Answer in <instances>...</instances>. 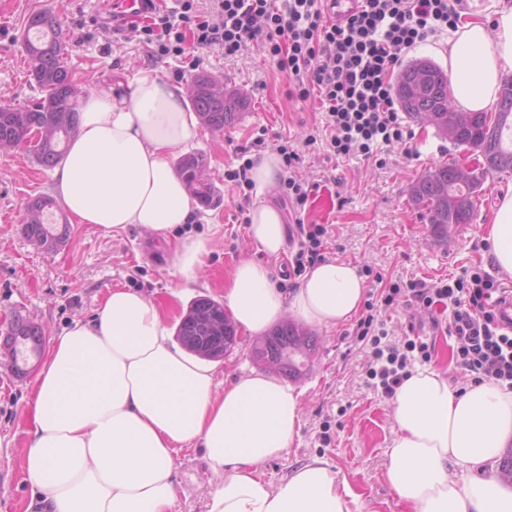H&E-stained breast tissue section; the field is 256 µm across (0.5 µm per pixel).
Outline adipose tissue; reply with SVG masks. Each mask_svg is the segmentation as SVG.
I'll return each mask as SVG.
<instances>
[{
  "mask_svg": "<svg viewBox=\"0 0 512 512\" xmlns=\"http://www.w3.org/2000/svg\"><path fill=\"white\" fill-rule=\"evenodd\" d=\"M493 27L469 21L448 39L451 104L495 108L512 77V0H489ZM183 86L141 71L131 91L102 89L80 106L79 131L52 170L53 191L81 224L113 232L136 224L165 234L193 223L200 208L171 165L175 148L197 134ZM248 234L279 255L282 212L253 206ZM500 272L512 276V184L497 197L487 227ZM208 244L174 249L172 275L198 279ZM366 287L358 268L327 260L282 293L268 266L242 261L224 301L250 336L284 316L319 328L349 322ZM301 393L265 373L219 387L214 366L184 351L159 306L114 288L96 315L52 338L32 385L29 444L22 468L26 512H175L176 453L200 446L216 480L204 512H352L350 494L320 457L273 485L257 474L291 447L301 424ZM395 435L388 480L413 512H512V483L494 473L512 446V388L483 382L453 390L438 368L417 369L392 401Z\"/></svg>",
  "mask_w": 512,
  "mask_h": 512,
  "instance_id": "ef3b65f1",
  "label": "adipose tissue"
}]
</instances>
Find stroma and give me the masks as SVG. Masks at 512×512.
Returning <instances> with one entry per match:
<instances>
[{"mask_svg":"<svg viewBox=\"0 0 512 512\" xmlns=\"http://www.w3.org/2000/svg\"><path fill=\"white\" fill-rule=\"evenodd\" d=\"M48 8L60 16L66 62L83 94L111 87L129 91L140 70L150 66L166 80L190 83L192 74L180 59L150 62L136 24L112 30L101 0H0V98L22 106L40 97L28 74L24 36L30 15ZM200 56L201 71L222 80L245 106L223 132L199 127L196 138L183 147L206 157L214 188L213 205L200 208L194 223L156 237L135 225L106 233L93 224L74 223L57 251L38 252L24 233V207L31 198L51 194V173L26 149L0 154V332L19 310L41 326L45 337L59 335L73 320L91 319L108 290L117 286L151 298L172 323L196 298L223 301L235 265L247 259L268 262L273 282L283 292L298 288L300 278L288 274L297 242H286L279 258H266L248 236V214L239 210V190L227 179L243 152L256 157L282 145L294 155L285 175L297 176L311 188L307 203L296 210L283 205L282 186L270 194L251 193V202L279 206L289 228L298 217L325 226V258L356 265L368 292L381 284L446 283L477 268L512 289V277L499 272L486 239L497 194L512 182V171L490 174L473 222L453 230L447 241H434L427 219L408 202L410 187L444 161L466 160L467 147L434 125L409 119L408 139L379 145L376 160L357 153L334 155L317 103L290 96L287 76L262 45L230 58L219 47L201 50ZM189 235L206 239L209 251L196 283L186 287L170 268L175 244ZM450 315L446 303L377 311L390 342L400 345L408 336H422L430 346L425 362L446 372L449 385L461 391L472 378L456 363V342L447 331ZM353 329L350 322L314 329L316 346L309 362L291 381L303 392L299 433L280 456L260 464L259 472L276 485L319 456L334 467L340 487L356 495L353 512H411L387 479L394 429L391 400L370 384V349L356 341ZM237 336L234 348L215 363L217 378L225 384L261 369L251 356L252 337L242 330ZM425 362L413 352L407 368L412 371ZM6 374L0 363V512H25L29 490L22 457L28 446L25 413L32 383L2 385ZM211 478L201 449L180 450L175 457L176 512H204Z\"/></svg>","mask_w":512,"mask_h":512,"instance_id":"35a3bbf8","label":"stroma"}]
</instances>
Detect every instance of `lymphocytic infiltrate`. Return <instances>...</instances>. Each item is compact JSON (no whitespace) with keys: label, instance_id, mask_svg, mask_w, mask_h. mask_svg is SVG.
Masks as SVG:
<instances>
[{"label":"lymphocytic infiltrate","instance_id":"f902f5d3","mask_svg":"<svg viewBox=\"0 0 512 512\" xmlns=\"http://www.w3.org/2000/svg\"><path fill=\"white\" fill-rule=\"evenodd\" d=\"M198 14L195 0L167 6L155 0L145 18L148 56L181 58L186 69L201 64L200 50L222 47L235 56L262 44L277 69L293 83L299 99L315 98L327 117L330 145L336 155L370 158L379 143L404 139L403 121L392 96V77L417 42L445 27H457L460 16L452 0H360V8L343 23L331 16L329 0H212ZM485 273L442 286L412 282L392 286L380 295L384 306L435 300L452 303L448 333L456 339V361L474 382L512 386V320L499 308L511 297ZM374 303H367L353 331L371 347L376 368L370 369L386 396H394L407 376V351L428 357L429 345L406 339L386 342L376 331Z\"/></svg>","mask_w":512,"mask_h":512}]
</instances>
